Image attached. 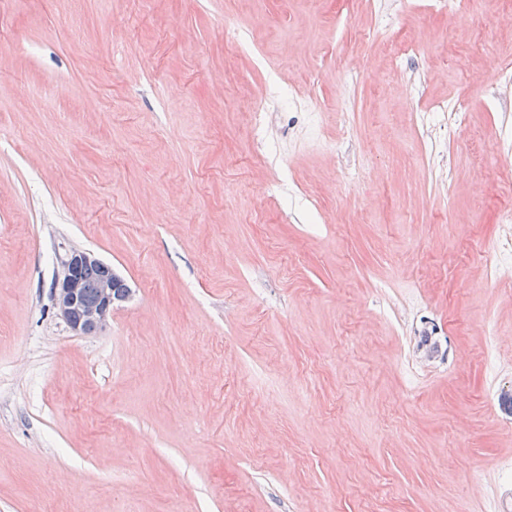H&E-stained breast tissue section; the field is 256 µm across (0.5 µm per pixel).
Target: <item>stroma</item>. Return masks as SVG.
I'll use <instances>...</instances> for the list:
<instances>
[{
	"mask_svg": "<svg viewBox=\"0 0 512 512\" xmlns=\"http://www.w3.org/2000/svg\"><path fill=\"white\" fill-rule=\"evenodd\" d=\"M0 44V512H512V0H0ZM92 264H100L92 251L70 248L61 261L62 274L57 276L54 283L58 313L76 336L104 329L114 307L131 295L129 285L112 268L102 277L107 270L101 265L87 269ZM99 278L96 297L87 299L85 293L89 298L95 296V285Z\"/></svg>",
	"mask_w": 512,
	"mask_h": 512,
	"instance_id": "obj_1",
	"label": "stroma"
}]
</instances>
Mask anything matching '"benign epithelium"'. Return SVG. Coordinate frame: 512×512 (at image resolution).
<instances>
[{
  "label": "benign epithelium",
  "mask_w": 512,
  "mask_h": 512,
  "mask_svg": "<svg viewBox=\"0 0 512 512\" xmlns=\"http://www.w3.org/2000/svg\"><path fill=\"white\" fill-rule=\"evenodd\" d=\"M99 259L90 250L71 248L61 261L62 274L54 283V300L59 315L76 336L95 333L107 326L114 307L129 299L131 288L114 270L101 278L96 297L84 292V271Z\"/></svg>",
  "instance_id": "1"
}]
</instances>
